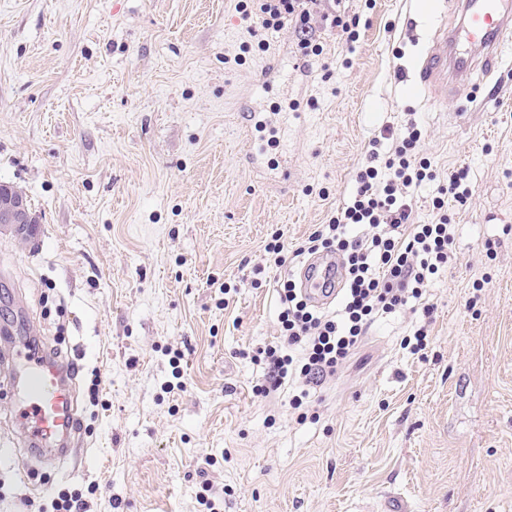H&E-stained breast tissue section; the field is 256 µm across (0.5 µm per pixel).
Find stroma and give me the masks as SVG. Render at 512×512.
<instances>
[{"mask_svg": "<svg viewBox=\"0 0 512 512\" xmlns=\"http://www.w3.org/2000/svg\"><path fill=\"white\" fill-rule=\"evenodd\" d=\"M341 8L356 39L317 27L305 58L238 0H0V183L41 220L31 243L0 230V327L79 365L82 423L56 468L14 448L0 512H53L62 490L89 512H512V56L439 105L407 84L455 0L436 20ZM412 125L434 174L415 223L453 170L473 191L448 204L430 317L375 321L303 410L291 386L257 395L274 279L349 202L370 141Z\"/></svg>", "mask_w": 512, "mask_h": 512, "instance_id": "obj_1", "label": "stroma"}]
</instances>
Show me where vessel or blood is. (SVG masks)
Segmentation results:
<instances>
[{"label":"vessel or blood","mask_w":512,"mask_h":512,"mask_svg":"<svg viewBox=\"0 0 512 512\" xmlns=\"http://www.w3.org/2000/svg\"><path fill=\"white\" fill-rule=\"evenodd\" d=\"M457 24L440 28L422 57L415 81L447 101L450 90L475 72H493L503 55H512V0H461ZM304 295L316 306L331 303L341 277L336 255L308 261L300 272ZM11 385L20 395L15 412L32 455L61 463L70 458L79 438L76 377L66 363L28 348L0 353Z\"/></svg>","instance_id":"b4317fda"}]
</instances>
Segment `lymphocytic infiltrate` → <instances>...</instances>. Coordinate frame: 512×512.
I'll list each match as a JSON object with an SVG mask.
<instances>
[{
	"label": "lymphocytic infiltrate",
	"instance_id": "f902f5d3",
	"mask_svg": "<svg viewBox=\"0 0 512 512\" xmlns=\"http://www.w3.org/2000/svg\"><path fill=\"white\" fill-rule=\"evenodd\" d=\"M322 0H240L244 17L263 28L279 31L294 24L300 33V51L320 53L310 31L314 21L355 36L352 21L336 9L325 10ZM421 134L410 131L387 155L370 150L356 175L352 200L319 225L304 249L338 250L347 256V277L336 312L315 310L301 298L293 280L278 282V314L282 344L264 351L265 374L256 390L263 395L285 382L318 383L335 376L358 348L367 327L377 316L404 309L422 298L426 288L452 256L454 233L443 208L446 198L467 204L472 195L469 172L459 169L448 178L447 195L436 198L433 222L417 224L404 192L431 178V163L418 154Z\"/></svg>",
	"mask_w": 512,
	"mask_h": 512
}]
</instances>
